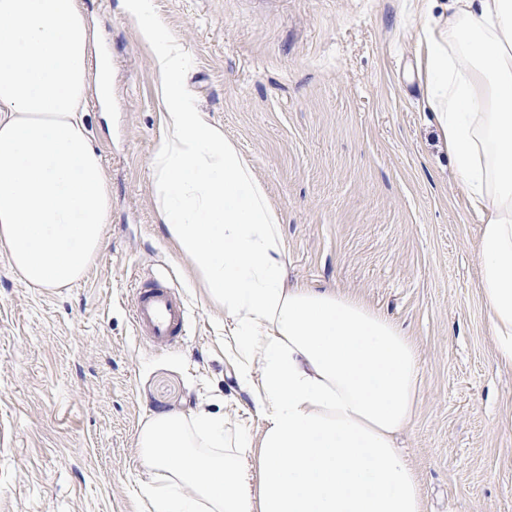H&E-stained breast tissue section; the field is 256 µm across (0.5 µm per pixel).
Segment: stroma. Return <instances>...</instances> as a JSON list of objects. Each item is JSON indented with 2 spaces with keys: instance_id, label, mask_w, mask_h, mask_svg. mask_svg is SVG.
Listing matches in <instances>:
<instances>
[{
  "instance_id": "1",
  "label": "stroma",
  "mask_w": 512,
  "mask_h": 512,
  "mask_svg": "<svg viewBox=\"0 0 512 512\" xmlns=\"http://www.w3.org/2000/svg\"><path fill=\"white\" fill-rule=\"evenodd\" d=\"M112 59V109L86 115L112 183L106 247L77 285L30 288L0 252V512H147L136 455L154 412L205 408L259 434L224 322L162 238L149 162L162 108L123 0H84ZM188 54L201 111L282 217L288 279L335 288L419 345L401 436L425 512H512V371L478 292L481 222L423 102L417 44L448 0H152ZM164 276L191 333L140 336L139 283Z\"/></svg>"
}]
</instances>
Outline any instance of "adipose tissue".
Segmentation results:
<instances>
[{
    "label": "adipose tissue",
    "instance_id": "1",
    "mask_svg": "<svg viewBox=\"0 0 512 512\" xmlns=\"http://www.w3.org/2000/svg\"><path fill=\"white\" fill-rule=\"evenodd\" d=\"M153 49L163 134L149 178L163 234L224 314L259 438L219 414L141 425L150 512H423L399 435L417 407V343L361 300L293 284L282 218L252 166L201 112L184 54L151 9L123 0ZM424 99L482 222L479 288L512 369V0H448L418 47ZM112 64L82 0H0V251L26 286L67 288L101 253L112 186L84 121Z\"/></svg>",
    "mask_w": 512,
    "mask_h": 512
}]
</instances>
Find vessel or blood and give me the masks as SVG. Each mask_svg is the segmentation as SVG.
Instances as JSON below:
<instances>
[{
  "label": "vessel or blood",
  "instance_id": "1",
  "mask_svg": "<svg viewBox=\"0 0 512 512\" xmlns=\"http://www.w3.org/2000/svg\"><path fill=\"white\" fill-rule=\"evenodd\" d=\"M132 317L139 335L160 345L176 343L188 333L185 303L163 279L138 285Z\"/></svg>",
  "mask_w": 512,
  "mask_h": 512
}]
</instances>
